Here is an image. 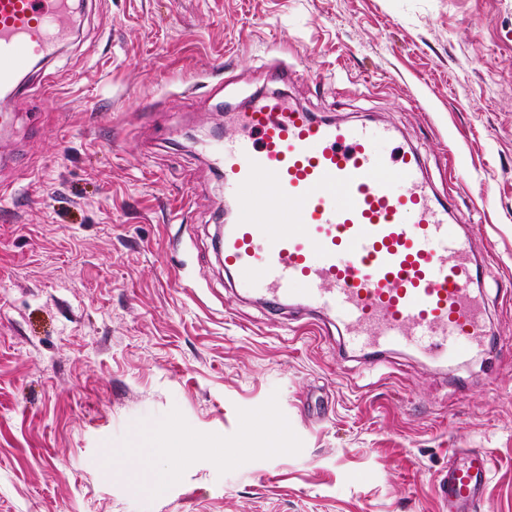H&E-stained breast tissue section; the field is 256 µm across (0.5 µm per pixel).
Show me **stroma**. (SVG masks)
I'll return each instance as SVG.
<instances>
[{"label":"stroma","mask_w":512,"mask_h":512,"mask_svg":"<svg viewBox=\"0 0 512 512\" xmlns=\"http://www.w3.org/2000/svg\"><path fill=\"white\" fill-rule=\"evenodd\" d=\"M0 128V512H512V0H85ZM390 123L472 228L487 341L344 355L230 287L210 131ZM113 464H105V455ZM456 450L448 451V467L433 479L435 499L448 512H469L471 504L481 497L494 461L483 449H472L458 462Z\"/></svg>","instance_id":"stroma-1"}]
</instances>
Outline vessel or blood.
Wrapping results in <instances>:
<instances>
[{
    "label": "vessel or blood",
    "mask_w": 512,
    "mask_h": 512,
    "mask_svg": "<svg viewBox=\"0 0 512 512\" xmlns=\"http://www.w3.org/2000/svg\"><path fill=\"white\" fill-rule=\"evenodd\" d=\"M72 0H0V126L11 123L32 64L52 60ZM213 150L232 222L220 254L270 309L294 307L342 326L358 347L414 346L447 356L484 330L471 297L482 276L469 235L422 176V157L392 126L318 118L285 98L239 113ZM393 141L377 152L372 141ZM494 461L449 458L433 479L447 512H469Z\"/></svg>",
    "instance_id": "obj_1"
}]
</instances>
